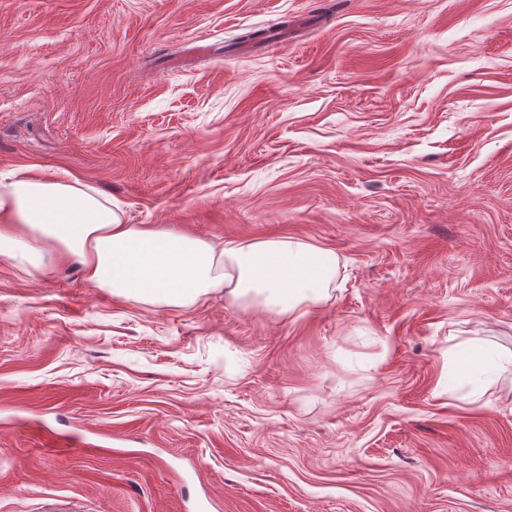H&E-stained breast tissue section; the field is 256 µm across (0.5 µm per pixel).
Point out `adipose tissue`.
Returning <instances> with one entry per match:
<instances>
[{
  "label": "adipose tissue",
  "instance_id": "ef3b65f1",
  "mask_svg": "<svg viewBox=\"0 0 512 512\" xmlns=\"http://www.w3.org/2000/svg\"><path fill=\"white\" fill-rule=\"evenodd\" d=\"M78 261L85 280L113 296L185 306L214 292L303 315L326 298L335 256L288 238L215 247L168 224L126 223L117 201L78 180L24 174L0 181V262L39 266L44 256Z\"/></svg>",
  "mask_w": 512,
  "mask_h": 512
}]
</instances>
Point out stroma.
<instances>
[{
    "label": "stroma",
    "instance_id": "stroma-1",
    "mask_svg": "<svg viewBox=\"0 0 512 512\" xmlns=\"http://www.w3.org/2000/svg\"><path fill=\"white\" fill-rule=\"evenodd\" d=\"M334 253L289 318L0 264V512H512V0H0V179Z\"/></svg>",
    "mask_w": 512,
    "mask_h": 512
}]
</instances>
